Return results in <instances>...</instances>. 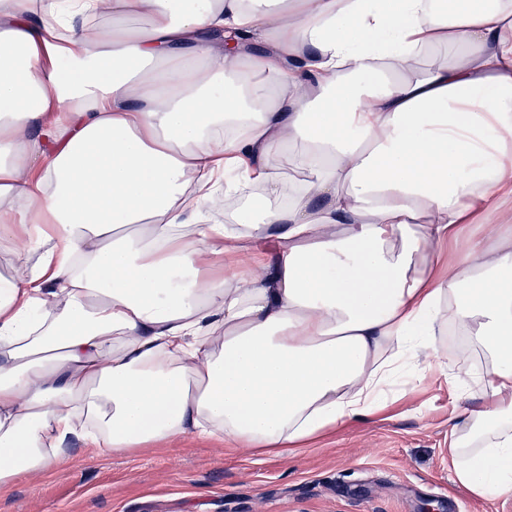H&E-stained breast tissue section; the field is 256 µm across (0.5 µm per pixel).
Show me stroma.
<instances>
[{
    "label": "stroma",
    "mask_w": 512,
    "mask_h": 512,
    "mask_svg": "<svg viewBox=\"0 0 512 512\" xmlns=\"http://www.w3.org/2000/svg\"><path fill=\"white\" fill-rule=\"evenodd\" d=\"M449 379L415 371L378 415L307 444L298 456L229 454L217 438L187 437L134 454L21 476L0 512H512V497L472 496L452 474Z\"/></svg>",
    "instance_id": "1"
}]
</instances>
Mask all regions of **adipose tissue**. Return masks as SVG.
Returning a JSON list of instances; mask_svg holds the SVG:
<instances>
[{
  "mask_svg": "<svg viewBox=\"0 0 512 512\" xmlns=\"http://www.w3.org/2000/svg\"><path fill=\"white\" fill-rule=\"evenodd\" d=\"M220 190L245 206L201 223ZM503 195L512 0H0V240L34 230L0 277V489L75 438L296 455L424 367L481 400L456 482L512 497ZM448 345L453 350L452 354L460 360V365L482 363L485 360L483 352L467 341L460 342L456 337L448 336Z\"/></svg>",
  "mask_w": 512,
  "mask_h": 512,
  "instance_id": "ef3b65f1",
  "label": "adipose tissue"
}]
</instances>
